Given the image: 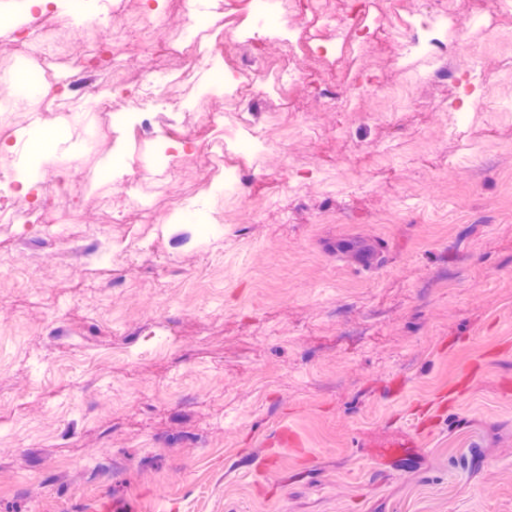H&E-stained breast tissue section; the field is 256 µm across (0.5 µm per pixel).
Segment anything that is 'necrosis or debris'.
I'll return each mask as SVG.
<instances>
[{
  "label": "necrosis or debris",
  "instance_id": "obj_1",
  "mask_svg": "<svg viewBox=\"0 0 512 512\" xmlns=\"http://www.w3.org/2000/svg\"><path fill=\"white\" fill-rule=\"evenodd\" d=\"M237 0H184V27L177 35L179 55L185 65L173 79H156L146 74L130 78L119 46L128 30H136L139 40L155 49L164 36L159 16L138 14L112 17L111 30L100 23L105 14L106 0H83L76 13H62L54 24L30 34L29 27L7 0H0V23L17 26L27 33L28 47L24 56L0 59V141L13 140L16 132L34 124L43 102L22 103L11 91L17 73H33L43 79L48 62L67 58L73 48L71 31L81 33L85 62L76 72L64 78L72 93V102L81 106L80 121L87 131L86 151L98 153L103 145L101 129L118 122L135 138L151 140L155 149L147 164L134 172L123 173V203L139 208L145 218H152L153 209L146 190L147 184H157L166 202L168 213L180 218L192 211L190 197L175 191L173 185L180 173L185 152H200L212 162L202 177L207 182L222 178L225 190L237 192L248 179L246 173L224 166V140L211 136L225 113L235 112L242 118L243 137L252 151H264L268 140L254 127L255 102L265 107H281L288 99L292 85H309L313 96L321 103L335 106L337 111H350L360 95L365 80L355 78L342 83L312 67L295 70L292 59L306 53L316 60L335 55L341 47L358 51L380 40L385 32L367 23L370 0H349L343 12H336L332 0H253L252 17L247 32H236L232 20ZM386 16L391 21L388 33L397 45L396 57L404 61L421 58L433 67L437 77L447 76L452 47L448 39L447 21L456 15V0H437L428 15L402 17L400 0H383ZM223 14L226 20L224 37L207 39L206 25L211 15ZM283 23L277 40L283 48L279 59L271 61L260 52V44L272 19ZM308 20L312 30L297 36L294 26ZM223 71L224 108L204 110L198 118L195 134H188V125L179 118L185 112L192 93L199 90L200 70ZM110 73L112 96L102 105L91 104L89 91L100 86L102 73ZM41 193L33 200L16 199L0 194V223L17 224L38 237L52 240L64 256L74 255L95 261L93 250L76 251L68 227L83 221V205L77 186L67 179V167L62 161L43 165Z\"/></svg>",
  "mask_w": 512,
  "mask_h": 512
}]
</instances>
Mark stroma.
I'll return each instance as SVG.
<instances>
[{
	"instance_id": "1",
	"label": "stroma",
	"mask_w": 512,
	"mask_h": 512,
	"mask_svg": "<svg viewBox=\"0 0 512 512\" xmlns=\"http://www.w3.org/2000/svg\"><path fill=\"white\" fill-rule=\"evenodd\" d=\"M457 8L479 87L393 67L387 40L321 67L382 79L394 115L299 85L258 155L225 116L263 176L218 237L161 208L110 223L112 152L56 138L61 105L23 131L71 159L73 239L135 248L66 259L0 225V512H512V17ZM122 54L181 63L132 34Z\"/></svg>"
}]
</instances>
